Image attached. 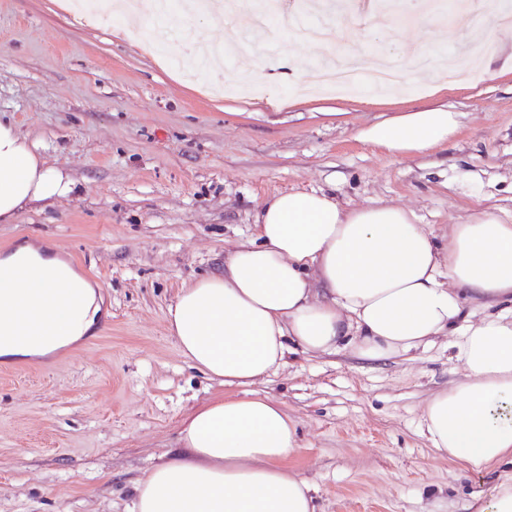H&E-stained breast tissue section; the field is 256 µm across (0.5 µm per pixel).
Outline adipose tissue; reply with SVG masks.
<instances>
[{"label":"adipose tissue","instance_id":"obj_1","mask_svg":"<svg viewBox=\"0 0 512 512\" xmlns=\"http://www.w3.org/2000/svg\"><path fill=\"white\" fill-rule=\"evenodd\" d=\"M458 113L411 109L360 128V141L399 158L453 140ZM72 178L0 119V223L69 195ZM448 244L412 211L344 208L325 191L290 190L261 204L253 241L181 289L166 314L181 354L211 379L247 387L183 420L179 446L136 484L132 512H317L316 489L286 464L294 422L251 384L289 349L350 350L385 360L447 337L463 377L427 400L421 430L465 472L512 458V217L484 208L451 225ZM94 285L59 253L25 243L0 257V359L47 356L91 335Z\"/></svg>","mask_w":512,"mask_h":512}]
</instances>
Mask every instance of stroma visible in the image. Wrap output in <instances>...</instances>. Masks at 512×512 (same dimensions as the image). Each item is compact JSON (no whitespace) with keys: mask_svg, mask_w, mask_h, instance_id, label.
<instances>
[{"mask_svg":"<svg viewBox=\"0 0 512 512\" xmlns=\"http://www.w3.org/2000/svg\"><path fill=\"white\" fill-rule=\"evenodd\" d=\"M341 6L311 14L331 25L334 56L377 51L453 55L491 48L467 14L452 23ZM153 22L88 24L59 0H0V114L76 182L67 197L0 224V255L36 241L61 251L99 287L96 331L55 360L0 363V512H128L133 486L178 446L183 418L231 388L181 355L165 315L182 288L252 240L259 203L286 190L333 191L342 206L387 202L437 236L480 207L512 214V70L478 68L455 84L438 66L409 68L393 94L308 91L322 50L297 30L248 35L239 15L186 21L171 47L251 36L208 80L147 53ZM260 92H215L240 65ZM448 106L460 130L447 146L397 159L356 137L405 109ZM446 339L411 358L351 352L306 356L259 380L297 425L289 467L318 488L322 512H475L512 464L471 475L421 433L425 401L455 383Z\"/></svg>","mask_w":512,"mask_h":512,"instance_id":"obj_1","label":"stroma"}]
</instances>
